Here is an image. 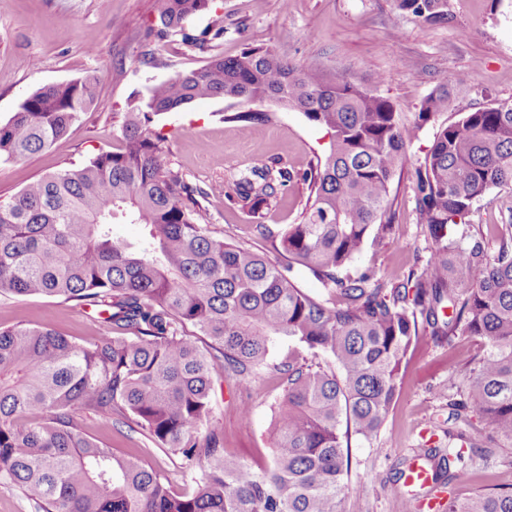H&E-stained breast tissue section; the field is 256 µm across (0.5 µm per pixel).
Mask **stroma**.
Segmentation results:
<instances>
[{
  "mask_svg": "<svg viewBox=\"0 0 512 512\" xmlns=\"http://www.w3.org/2000/svg\"><path fill=\"white\" fill-rule=\"evenodd\" d=\"M159 8V0H0V119L8 118L41 86L87 71L101 78L96 106L68 137L22 161L0 164V199L41 175L113 150L129 96L146 94L175 71L204 64L206 53L188 49L176 38L156 48L157 62H143V47L133 32L153 24ZM218 15L224 18L225 55H236L247 46L271 47L292 63H313L331 75L365 81L390 98L409 123L435 87L453 85L447 112L411 135L405 168L390 192L395 228L389 245L378 253L363 252L351 266L355 272L376 268L389 283L405 279L430 252L431 241L415 209L412 174L439 125L494 101H512V0H448V20L436 26L399 11L394 0H216L214 13L194 16L187 26L200 33ZM461 75L471 76V83L457 84ZM239 109L231 101H197L154 117L150 127L165 137L171 167L202 187L272 163L301 172L330 150V133L301 113L270 102L256 104V111L272 115L259 139L249 124L225 122V113ZM307 196L302 181L292 182L283 196L256 214L237 198L214 197L207 205V219L225 241L247 243L275 261L278 253L256 227L294 223ZM511 214L512 188L491 190L474 203L453 236L466 243L474 229H481L485 249L495 253L496 226ZM44 322L79 343L111 333L91 307L47 296L0 294V328ZM484 350L480 340L461 337L451 349L428 341L408 354L400 395L380 436L351 439L353 489L342 500L341 512H418L402 472L419 449L447 448L452 430L466 433L475 443L454 469L451 487L456 497L512 486V448L490 440L478 416L448 420L449 377L468 385L469 362ZM282 397L281 381L272 373L245 387L220 379L211 425L223 436L225 451L255 467L268 463L275 410ZM244 400L252 405L247 419L238 412ZM79 418L91 436L118 455L160 470L175 492L191 490V482L145 430L87 411Z\"/></svg>",
  "mask_w": 512,
  "mask_h": 512,
  "instance_id": "35a3bbf8",
  "label": "stroma"
}]
</instances>
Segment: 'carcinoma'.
Instances as JSON below:
<instances>
[{"label": "carcinoma", "instance_id": "1", "mask_svg": "<svg viewBox=\"0 0 512 512\" xmlns=\"http://www.w3.org/2000/svg\"><path fill=\"white\" fill-rule=\"evenodd\" d=\"M159 2L144 40L179 36L208 50L224 39L222 16L199 34L185 28L213 11L214 0ZM395 2L427 24L448 20L447 0ZM98 89L93 71L37 88L0 121V162L68 136ZM450 96L447 85L437 87L411 126L362 83L292 64L270 48L213 53L131 98L117 149L1 199L0 293L94 307L112 335L80 345L51 323L0 329V486L34 497L39 512H339L349 491L344 440L379 436L403 362L427 336L450 347L460 336L486 345L467 390L448 376V393L461 396L451 417L476 413L491 437L512 446V223L501 225L493 256L478 241L450 237L474 202L512 187L511 101L440 126L415 168L416 210L432 240L425 262L392 284L372 268L347 272L389 239L391 185L406 163L407 134L448 111ZM201 99L272 102L330 132V151L313 168L265 166L231 187L257 211L293 180L308 185L299 222L277 232L258 225L288 263L216 237L204 202L225 185L186 182L166 162L165 139L148 129L153 117ZM224 120L261 131L269 114ZM114 224L145 232L128 242L112 235ZM297 265L321 293L297 286ZM220 370L241 383L267 372L282 381L265 466L224 452L208 428ZM79 410L147 430L191 476L193 491L177 493L145 462L115 454L86 433ZM448 512H512V488L456 500Z\"/></svg>", "mask_w": 512, "mask_h": 512}]
</instances>
